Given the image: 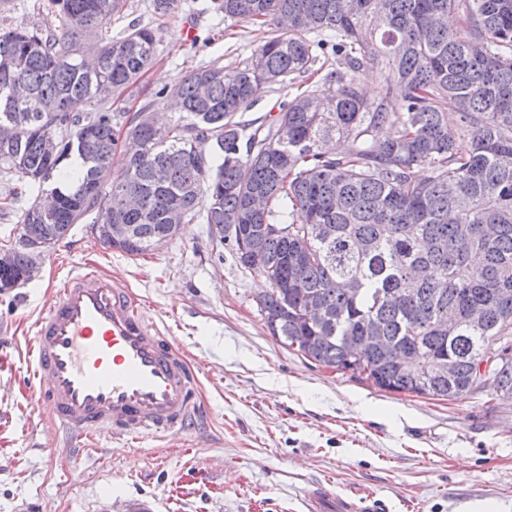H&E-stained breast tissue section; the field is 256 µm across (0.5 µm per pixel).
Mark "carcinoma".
<instances>
[{
  "instance_id": "cac0c4a2",
  "label": "carcinoma",
  "mask_w": 512,
  "mask_h": 512,
  "mask_svg": "<svg viewBox=\"0 0 512 512\" xmlns=\"http://www.w3.org/2000/svg\"><path fill=\"white\" fill-rule=\"evenodd\" d=\"M122 7L51 0L56 23L0 27V208L26 186L56 202L22 211L0 281L29 274L26 241L56 243L89 215L124 225L102 246L132 257L170 243L173 223L202 221L265 278L267 328L305 358L456 400L480 390L490 353L497 397L511 400L512 0H219L263 40L235 67L183 76L167 127L152 117L166 88L133 114L71 111L132 95L156 60L147 26L107 36ZM369 65L384 81L374 101L358 77ZM318 73L330 97L299 89L273 123L239 120L268 89ZM336 138L349 149L329 151Z\"/></svg>"
}]
</instances>
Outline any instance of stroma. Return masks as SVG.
<instances>
[{"label": "stroma", "mask_w": 512, "mask_h": 512, "mask_svg": "<svg viewBox=\"0 0 512 512\" xmlns=\"http://www.w3.org/2000/svg\"><path fill=\"white\" fill-rule=\"evenodd\" d=\"M124 0L109 35L155 29L158 54L143 95L208 64L236 66L261 34L225 21L213 0ZM196 38L187 41L184 26ZM125 278L142 316L165 322L201 371L206 412L184 433L91 447L54 432L32 391L26 340L48 297L76 262ZM264 278L215 246L208 225H182L161 250L130 257L74 225L37 277L0 293V512H304L318 482L377 493L383 512H512V402L494 381L457 400L387 392L309 361L270 335L255 298Z\"/></svg>", "instance_id": "obj_1"}]
</instances>
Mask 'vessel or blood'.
Here are the masks:
<instances>
[{
	"instance_id": "1",
	"label": "vessel or blood",
	"mask_w": 512,
	"mask_h": 512,
	"mask_svg": "<svg viewBox=\"0 0 512 512\" xmlns=\"http://www.w3.org/2000/svg\"><path fill=\"white\" fill-rule=\"evenodd\" d=\"M27 345L40 401L56 429L93 441L102 429L137 442L183 432L201 418L199 372L163 322L145 320L119 277L83 263L52 289ZM307 512H381L373 494L350 498L319 486Z\"/></svg>"
}]
</instances>
